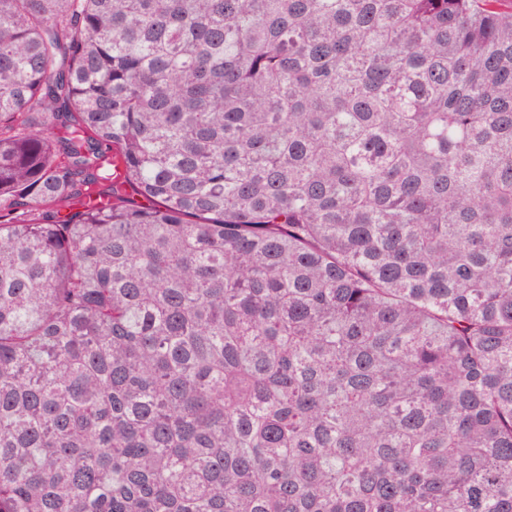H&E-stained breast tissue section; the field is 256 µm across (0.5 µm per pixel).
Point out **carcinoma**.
I'll list each match as a JSON object with an SVG mask.
<instances>
[{"label": "carcinoma", "instance_id": "cac0c4a2", "mask_svg": "<svg viewBox=\"0 0 512 512\" xmlns=\"http://www.w3.org/2000/svg\"><path fill=\"white\" fill-rule=\"evenodd\" d=\"M504 2L0 0V512H512Z\"/></svg>", "mask_w": 512, "mask_h": 512}]
</instances>
